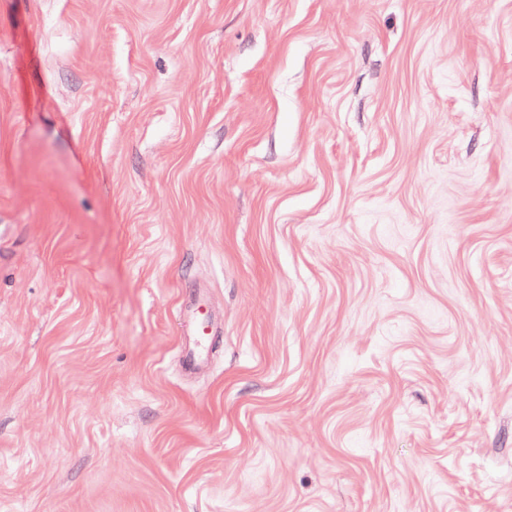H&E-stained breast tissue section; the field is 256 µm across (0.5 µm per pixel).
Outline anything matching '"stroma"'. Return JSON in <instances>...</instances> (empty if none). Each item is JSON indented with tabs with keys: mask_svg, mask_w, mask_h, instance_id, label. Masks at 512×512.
I'll list each match as a JSON object with an SVG mask.
<instances>
[{
	"mask_svg": "<svg viewBox=\"0 0 512 512\" xmlns=\"http://www.w3.org/2000/svg\"><path fill=\"white\" fill-rule=\"evenodd\" d=\"M0 512H512V0H0ZM206 299V290L198 288L194 297L185 306V328L186 330L197 329L196 335L198 336L197 342L194 345L185 347L181 352V360L184 368L189 371L196 370L205 366L209 362L210 345L208 336H201V332L207 325L202 320H197L196 306H199ZM193 306V307H192Z\"/></svg>",
	"mask_w": 512,
	"mask_h": 512,
	"instance_id": "35a3bbf8",
	"label": "stroma"
}]
</instances>
